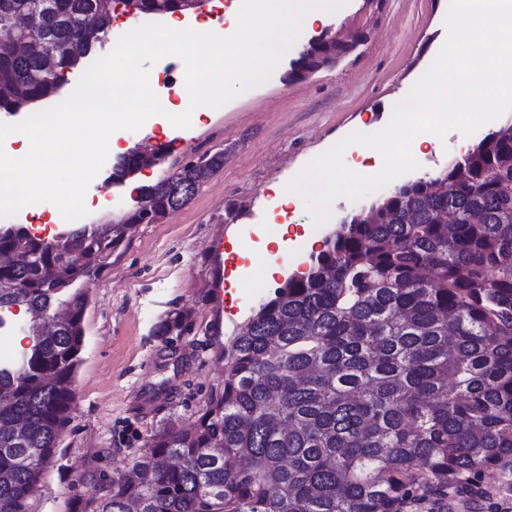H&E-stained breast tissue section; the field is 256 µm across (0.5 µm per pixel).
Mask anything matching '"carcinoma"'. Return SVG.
I'll return each instance as SVG.
<instances>
[{
  "mask_svg": "<svg viewBox=\"0 0 512 512\" xmlns=\"http://www.w3.org/2000/svg\"><path fill=\"white\" fill-rule=\"evenodd\" d=\"M115 0H0V112L55 96L79 60L85 15L111 29ZM37 24L49 55L29 38ZM224 153L174 160L119 224L39 236L0 226V311L23 306L31 345L0 362V512H30L70 422L87 295L132 224L185 206ZM135 151L112 164L124 181ZM336 225L224 343V389L182 425L162 424L139 476L81 478L68 512H404L488 472L512 491V121L435 175ZM87 232L78 241L75 233ZM65 268L63 280L54 269ZM69 313L53 331L40 322Z\"/></svg>",
  "mask_w": 512,
  "mask_h": 512,
  "instance_id": "1",
  "label": "carcinoma"
}]
</instances>
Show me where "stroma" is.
I'll use <instances>...</instances> for the list:
<instances>
[{
    "mask_svg": "<svg viewBox=\"0 0 512 512\" xmlns=\"http://www.w3.org/2000/svg\"><path fill=\"white\" fill-rule=\"evenodd\" d=\"M240 0H203L178 15L180 28L214 27L237 14ZM449 0H347L324 21L303 26L270 79L218 109L205 108L187 128L155 116L135 132L116 131L121 150L164 143L172 157L220 152L224 166L181 210L157 224H137L111 264L83 283L88 297L85 343L74 388L76 400L31 512H67L82 475H113L160 423L194 415L224 386V343L251 310L294 270L308 267L306 247L290 250L273 282L262 280L265 255L276 239L328 234L354 207L336 199L329 218L314 225L306 208L281 205L276 187L289 183L315 158L354 132H376L431 65L446 38ZM170 16L159 21L170 24ZM348 30L365 40L335 65L302 79L291 62L325 31ZM459 131L432 137L414 151V177H428L458 158ZM104 163L85 195L88 224L116 222L133 207L138 177L107 185ZM223 243L224 288L215 284L213 251ZM223 307H216V294ZM181 330L162 336L159 324L178 312ZM512 493L493 476L423 503L419 512H507Z\"/></svg>",
    "mask_w": 512,
    "mask_h": 512,
    "instance_id": "1",
    "label": "stroma"
}]
</instances>
